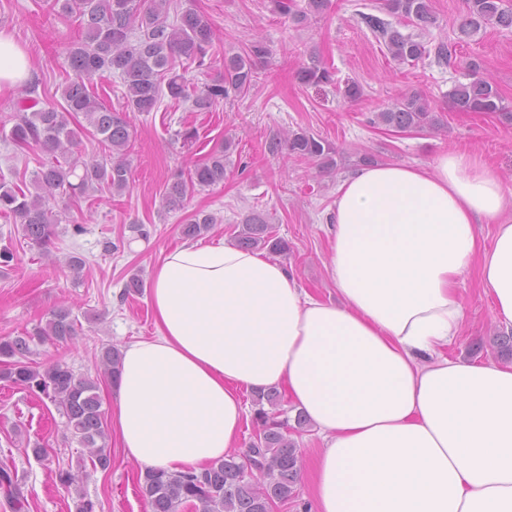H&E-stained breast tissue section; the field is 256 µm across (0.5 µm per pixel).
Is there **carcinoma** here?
I'll return each instance as SVG.
<instances>
[{"label": "carcinoma", "instance_id": "obj_1", "mask_svg": "<svg viewBox=\"0 0 512 512\" xmlns=\"http://www.w3.org/2000/svg\"><path fill=\"white\" fill-rule=\"evenodd\" d=\"M273 12L303 25L309 16L323 12L328 0H271ZM172 0H50V6L65 15H75L82 37L68 49V63L77 79L61 91L60 108H37L38 85L28 83L16 102L15 123L5 140L24 149L37 148L48 160L33 172L30 188L0 183V213L19 219L23 237L45 256L51 255L55 228L60 223L55 211L60 199L74 204L104 187L115 193L129 189L133 180L130 160L135 128L130 114L151 112L166 94L191 103L197 112L208 111L230 96L247 94L253 87L255 61L267 57L268 47L255 39L243 52L224 56V73L201 89L190 86L177 66L188 62L206 65L219 36L213 24L192 9L169 15ZM465 10L455 41H441L430 51L423 42L404 34L389 21L370 14L361 19L384 43L391 59L400 64L418 61L430 54L438 64L457 59V42L471 38L489 27L512 28V5L507 0H464ZM381 10L427 28L436 23L430 0H382ZM469 81L448 91V99L460 112H499L512 121V110L503 104L497 88L479 75L480 64H467ZM105 72L120 75L126 88L121 110L105 106L85 80ZM304 86L332 81L330 67L316 53L297 72ZM85 123H76V116ZM372 124L396 132H431L444 129L434 108L420 94L402 93L375 113ZM85 131L97 140L102 158L87 160L75 154L79 135ZM234 140L224 139L209 157L181 172L165 187L162 205L167 212H183L193 195L224 182L225 163ZM315 160L321 170L336 166L334 147L323 138L302 129L274 135L268 151ZM217 218L196 212L183 220L182 233L196 239L209 232ZM244 250H266L288 256V242L274 234L265 215L252 212L242 220L235 237ZM77 335V320L71 311L59 307L42 327L17 336H0V357L8 358L0 371L4 379L38 398L49 399L66 418L71 436L89 450L93 468L107 470L111 453L103 423L98 380L77 375L67 363L55 360L39 365L30 361L31 344L47 340L63 343ZM104 374L118 371L120 353L115 347L101 354ZM281 401L275 387L254 394V420L259 427L256 440L243 451L234 452L197 472L193 469L168 472L149 469L143 474L142 495L151 512H270L273 505L295 496L299 475L298 449L285 432L287 425L273 412ZM0 491L13 512H24L26 498L8 469L0 467Z\"/></svg>", "mask_w": 512, "mask_h": 512}]
</instances>
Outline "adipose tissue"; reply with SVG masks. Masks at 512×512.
<instances>
[{
    "mask_svg": "<svg viewBox=\"0 0 512 512\" xmlns=\"http://www.w3.org/2000/svg\"><path fill=\"white\" fill-rule=\"evenodd\" d=\"M29 74L0 30V90ZM510 208L512 190L467 151L359 169L331 214L337 303L223 238L167 251L156 334L122 348L111 385L118 447L146 468L202 470L237 450L243 391L278 386L322 438L314 512H512V365L441 352L469 268L512 327ZM481 224L496 227L491 246Z\"/></svg>",
    "mask_w": 512,
    "mask_h": 512,
    "instance_id": "1",
    "label": "adipose tissue"
}]
</instances>
